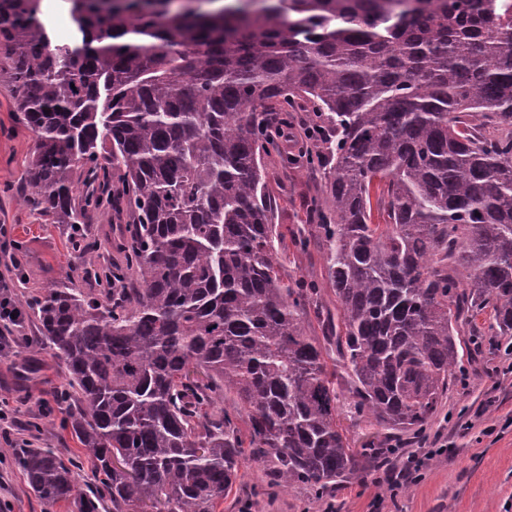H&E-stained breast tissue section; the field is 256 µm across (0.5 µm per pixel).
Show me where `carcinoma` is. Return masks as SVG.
<instances>
[{
    "mask_svg": "<svg viewBox=\"0 0 512 512\" xmlns=\"http://www.w3.org/2000/svg\"><path fill=\"white\" fill-rule=\"evenodd\" d=\"M0 0V78L32 132L25 203L69 229L128 212L124 263L70 273L30 303L67 378L72 434L97 481L22 448L52 508L217 512L241 462L316 495L361 469L336 421L355 410L420 434L462 367L459 326L512 335V0ZM322 128V244L341 331L306 334L318 289L288 281L264 160L274 117ZM387 223H372V191ZM245 419L247 437L235 420ZM58 3L55 0H45L43 2L44 15L41 18L49 22L56 41L68 43L71 40L75 27L67 14V10L58 8Z\"/></svg>",
    "mask_w": 512,
    "mask_h": 512,
    "instance_id": "obj_1",
    "label": "carcinoma"
}]
</instances>
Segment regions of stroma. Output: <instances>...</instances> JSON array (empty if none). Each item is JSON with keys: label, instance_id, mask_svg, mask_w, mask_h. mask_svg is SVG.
<instances>
[{"label": "stroma", "instance_id": "1", "mask_svg": "<svg viewBox=\"0 0 512 512\" xmlns=\"http://www.w3.org/2000/svg\"><path fill=\"white\" fill-rule=\"evenodd\" d=\"M33 147L32 134L20 119L8 84L0 82V226L6 230L0 235V249L6 242H16L22 261L16 272L0 264V275L12 298L24 305L43 296L47 285L65 272L80 275L83 266L68 244L64 225L22 204L20 192L29 180ZM283 148L289 164L274 155L265 167L284 240L282 273L288 279L315 282L322 306L332 310L336 295L328 281L323 249L314 242L301 250L293 242L309 222V201L324 178L306 167L297 141L285 142ZM126 236L127 219L115 213L97 217L87 226L86 238L95 246L99 267L121 260L119 246ZM490 324L485 313L475 325L461 327L465 381L450 384L442 408L425 426L421 441H406L400 447L404 454L422 444L444 447V454L430 461L419 480L380 492L374 484L380 471L369 463L352 480L317 500L304 485L285 491L268 487L262 469L248 461L240 471L243 487L225 498L224 512H512V337L496 335ZM475 327L483 335L479 346L471 336ZM12 334L17 339L13 353L0 356V400H8L15 411L16 439L83 460L66 409L56 399L65 386L59 359L46 347L29 353L32 321H24ZM353 402L351 392L342 393L339 421L351 448L385 447L384 433L355 414ZM0 512H49L29 489L13 449L1 439Z\"/></svg>", "mask_w": 512, "mask_h": 512}]
</instances>
